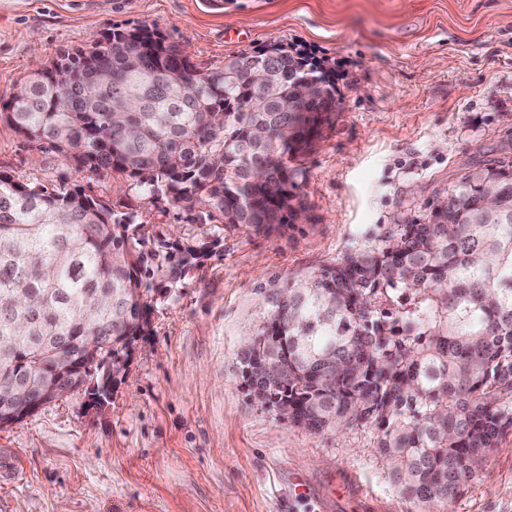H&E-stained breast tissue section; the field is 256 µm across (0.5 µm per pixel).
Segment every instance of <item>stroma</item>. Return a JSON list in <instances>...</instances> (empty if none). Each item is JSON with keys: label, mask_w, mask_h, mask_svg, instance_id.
<instances>
[{"label": "stroma", "mask_w": 512, "mask_h": 512, "mask_svg": "<svg viewBox=\"0 0 512 512\" xmlns=\"http://www.w3.org/2000/svg\"><path fill=\"white\" fill-rule=\"evenodd\" d=\"M149 24L205 71L270 43L336 69L338 108L303 161L308 219L292 235L227 233L155 303L100 410L87 388L0 428V512H415L371 426L311 434L251 402L238 354L277 282L370 249L445 198L460 172L512 157V0H0V103L40 64L112 28ZM0 171L78 187L161 239L179 221L126 174L94 175L0 122ZM447 512H512V433Z\"/></svg>", "instance_id": "1"}]
</instances>
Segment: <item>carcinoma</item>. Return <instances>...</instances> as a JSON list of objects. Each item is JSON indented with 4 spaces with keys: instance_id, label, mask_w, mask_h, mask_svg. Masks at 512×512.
<instances>
[{
    "instance_id": "carcinoma-1",
    "label": "carcinoma",
    "mask_w": 512,
    "mask_h": 512,
    "mask_svg": "<svg viewBox=\"0 0 512 512\" xmlns=\"http://www.w3.org/2000/svg\"><path fill=\"white\" fill-rule=\"evenodd\" d=\"M256 59L273 87L253 83ZM233 64V79L202 71L157 26L116 27L35 70L0 121L82 171L127 174L196 224L283 237L307 213L301 161L336 111L335 72L278 42ZM305 73L324 95L284 111ZM220 244L156 238L79 188L0 172V416L53 386L80 345L123 375L153 293ZM254 336L238 354L253 401L311 434L371 425L403 497L447 505L512 432V164L461 172L422 219L283 282Z\"/></svg>"
}]
</instances>
